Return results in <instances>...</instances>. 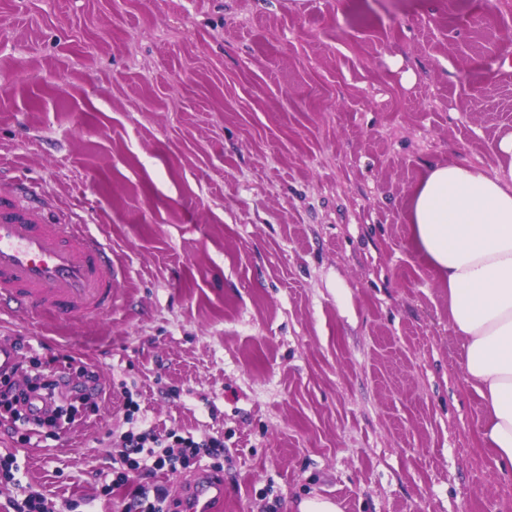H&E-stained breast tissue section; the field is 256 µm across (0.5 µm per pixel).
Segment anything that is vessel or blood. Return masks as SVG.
<instances>
[{
	"label": "vessel or blood",
	"instance_id": "1",
	"mask_svg": "<svg viewBox=\"0 0 512 512\" xmlns=\"http://www.w3.org/2000/svg\"><path fill=\"white\" fill-rule=\"evenodd\" d=\"M124 274L111 245L88 227L49 223L45 200L34 190H0V310L47 313L65 322L108 312ZM180 498L182 512H214L224 485L204 473Z\"/></svg>",
	"mask_w": 512,
	"mask_h": 512
}]
</instances>
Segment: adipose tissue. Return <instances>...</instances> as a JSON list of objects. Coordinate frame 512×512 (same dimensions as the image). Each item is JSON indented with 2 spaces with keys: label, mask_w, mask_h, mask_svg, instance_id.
Segmentation results:
<instances>
[{
  "label": "adipose tissue",
  "mask_w": 512,
  "mask_h": 512,
  "mask_svg": "<svg viewBox=\"0 0 512 512\" xmlns=\"http://www.w3.org/2000/svg\"><path fill=\"white\" fill-rule=\"evenodd\" d=\"M407 220L414 248L448 287L463 377L484 401L483 442L512 471V169L429 165Z\"/></svg>",
  "instance_id": "adipose-tissue-1"
}]
</instances>
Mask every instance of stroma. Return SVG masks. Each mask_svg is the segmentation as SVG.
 Returning a JSON list of instances; mask_svg holds the SVG:
<instances>
[{
  "label": "stroma",
  "mask_w": 512,
  "mask_h": 512,
  "mask_svg": "<svg viewBox=\"0 0 512 512\" xmlns=\"http://www.w3.org/2000/svg\"><path fill=\"white\" fill-rule=\"evenodd\" d=\"M511 134L512 0H0V181L126 271L111 312L0 323L106 391L28 444L0 414V512H124L129 395L223 439L221 512H512L405 218L428 165L496 172ZM217 462L152 482L173 507Z\"/></svg>",
  "instance_id": "35a3bbf8"
}]
</instances>
